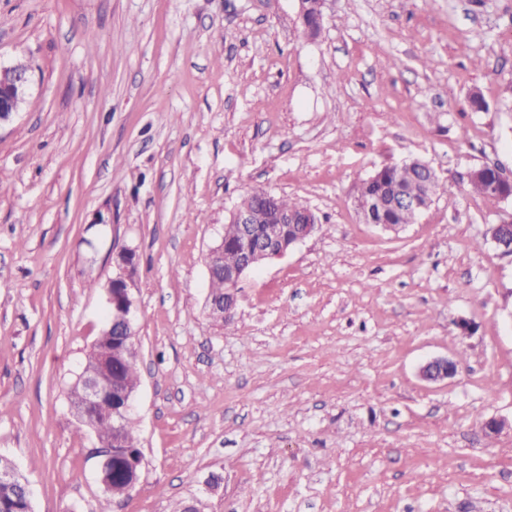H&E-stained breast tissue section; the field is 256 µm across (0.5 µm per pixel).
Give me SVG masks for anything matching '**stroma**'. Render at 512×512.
Masks as SVG:
<instances>
[{"instance_id":"35a3bbf8","label":"stroma","mask_w":512,"mask_h":512,"mask_svg":"<svg viewBox=\"0 0 512 512\" xmlns=\"http://www.w3.org/2000/svg\"><path fill=\"white\" fill-rule=\"evenodd\" d=\"M0 0V455L34 512H512V0ZM480 90L489 107L471 111ZM418 158L414 223H363L360 178ZM316 231L214 319L205 257L252 189ZM135 249L143 469L120 507L69 392ZM434 357L456 374L419 379ZM302 1L304 10L302 13ZM299 0V16L303 33L309 37H316L323 25L321 0ZM302 13V15H301ZM30 81L31 71L28 66L13 64L0 67V127L9 123L19 111ZM496 173L491 168L482 165L475 168V173L472 174L469 178L470 187L482 195L488 201L498 202L502 200V196L499 193L491 191L489 189V184L495 179ZM12 469H15L13 462L6 457L0 456V470H12ZM1 483L20 484V486L23 489L25 499L27 500V502L30 505V511L33 512L29 482H28V480H25V478L21 474H19L16 469L13 471H0V484Z\"/></svg>"}]
</instances>
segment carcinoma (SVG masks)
I'll list each match as a JSON object with an SVG mask.
<instances>
[{
	"label": "carcinoma",
	"instance_id": "1",
	"mask_svg": "<svg viewBox=\"0 0 512 512\" xmlns=\"http://www.w3.org/2000/svg\"><path fill=\"white\" fill-rule=\"evenodd\" d=\"M304 10L301 15L303 33L309 37L319 34L323 25L321 0H303ZM496 173L482 165L475 168L469 178L470 187L491 202L502 200V196L489 189ZM421 171L410 163L402 165H383L372 174L360 180L357 187L356 202L371 201L382 196L391 187L400 188L406 195L417 199L424 208L433 202L436 187L423 183ZM239 205L247 208L251 215L250 236L242 234L236 224L224 225V269L240 266L253 253V249L263 240H280L289 242L294 239L300 226L297 224H277L275 217L280 213H293L303 208V204L284 196L275 195L263 189L253 190L245 195ZM419 211L411 208H388L375 215V222L390 226H403L415 222ZM108 327H103L95 342L86 353L83 366L95 369L99 364L101 351L114 350L112 368L107 370L106 379L121 381L124 387L133 390L140 383L138 355L135 337L124 340L118 336L107 335ZM81 427L90 429L97 438L98 447L111 448L115 440L114 428L107 407L86 411L78 415ZM123 451H134L138 445L137 427L134 418L126 419L121 433ZM0 512H28L27 503L15 487L0 485Z\"/></svg>",
	"mask_w": 512,
	"mask_h": 512
}]
</instances>
